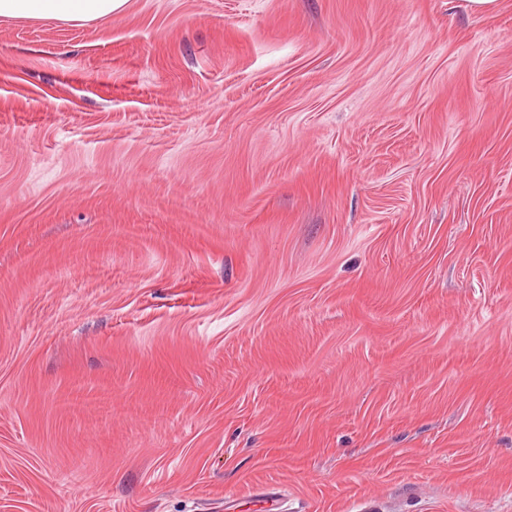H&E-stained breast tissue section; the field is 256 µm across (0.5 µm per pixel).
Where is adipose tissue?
I'll return each mask as SVG.
<instances>
[{"label":"adipose tissue","mask_w":512,"mask_h":512,"mask_svg":"<svg viewBox=\"0 0 512 512\" xmlns=\"http://www.w3.org/2000/svg\"><path fill=\"white\" fill-rule=\"evenodd\" d=\"M127 0H0V17L49 18L75 26L112 16Z\"/></svg>","instance_id":"ef3b65f1"}]
</instances>
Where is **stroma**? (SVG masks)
<instances>
[{
	"label": "stroma",
	"mask_w": 512,
	"mask_h": 512,
	"mask_svg": "<svg viewBox=\"0 0 512 512\" xmlns=\"http://www.w3.org/2000/svg\"><path fill=\"white\" fill-rule=\"evenodd\" d=\"M512 512V0L0 18V512Z\"/></svg>",
	"instance_id": "1"
}]
</instances>
